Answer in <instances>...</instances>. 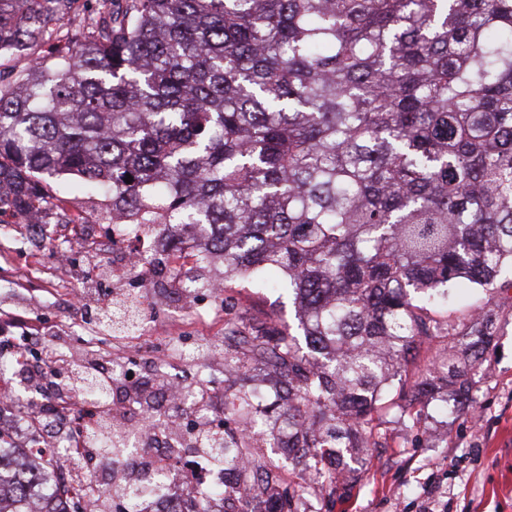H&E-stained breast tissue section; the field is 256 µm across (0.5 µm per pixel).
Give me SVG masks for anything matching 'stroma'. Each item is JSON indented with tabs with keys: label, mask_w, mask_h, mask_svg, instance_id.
<instances>
[{
	"label": "stroma",
	"mask_w": 512,
	"mask_h": 512,
	"mask_svg": "<svg viewBox=\"0 0 512 512\" xmlns=\"http://www.w3.org/2000/svg\"><path fill=\"white\" fill-rule=\"evenodd\" d=\"M57 194L79 203V223L57 225L53 237L35 242L25 225H13L0 237V322L11 320L12 336L41 330L69 358L91 352L111 358L118 343L97 334L76 302H64L56 279L57 252L75 245L74 277L111 262L112 250L85 239L83 227L97 222L77 181L63 182ZM225 301L211 295L192 296L179 307L180 330L187 343L206 338L224 343V306L232 304L246 323L273 314L291 322L294 312L279 292H257L244 281L228 283ZM459 303L440 320L459 330L481 308L495 327L496 338L484 354L485 369L473 390L469 408L454 415L431 400L421 422L388 416L383 430L387 445L360 451L361 475L341 498L315 488L306 494L303 512H512V277L503 276L492 292L462 291ZM187 378L207 382L210 413L224 411V394L236 379L224 376V365L206 361L188 369Z\"/></svg>",
	"instance_id": "35a3bbf8"
}]
</instances>
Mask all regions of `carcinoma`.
Returning <instances> with one entry per match:
<instances>
[{
    "label": "carcinoma",
    "mask_w": 512,
    "mask_h": 512,
    "mask_svg": "<svg viewBox=\"0 0 512 512\" xmlns=\"http://www.w3.org/2000/svg\"><path fill=\"white\" fill-rule=\"evenodd\" d=\"M73 2L0 0V216L75 223L53 193L74 177L103 219L161 225L167 255L208 228L196 287L219 255L224 282L288 294L294 331L224 302L241 384L200 438L242 470L238 512H299L279 448L333 496L382 416L468 404L493 323L436 315L512 272V0H101L94 36L7 70ZM438 339L452 352L409 377ZM9 467L0 437V512H31ZM54 468L41 512H84Z\"/></svg>",
    "instance_id": "cac0c4a2"
}]
</instances>
